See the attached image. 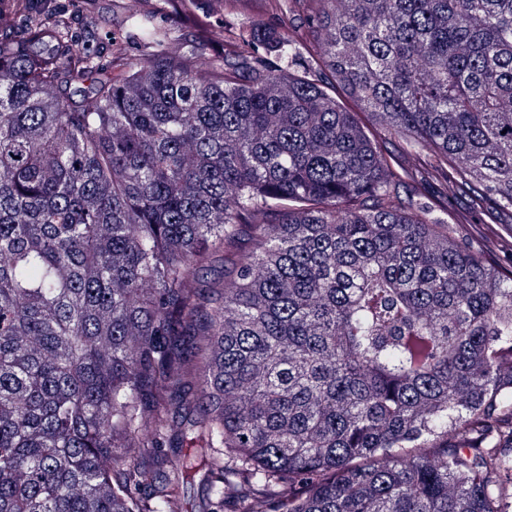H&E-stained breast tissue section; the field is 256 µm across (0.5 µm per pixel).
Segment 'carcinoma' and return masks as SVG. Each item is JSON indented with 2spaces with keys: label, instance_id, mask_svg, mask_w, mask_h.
<instances>
[{
  "label": "carcinoma",
  "instance_id": "cac0c4a2",
  "mask_svg": "<svg viewBox=\"0 0 512 512\" xmlns=\"http://www.w3.org/2000/svg\"><path fill=\"white\" fill-rule=\"evenodd\" d=\"M36 2L0 0V512H189L200 466L197 512H504L512 264L433 214L512 255V0H289L306 52L233 58L140 13L133 59Z\"/></svg>",
  "mask_w": 512,
  "mask_h": 512
}]
</instances>
